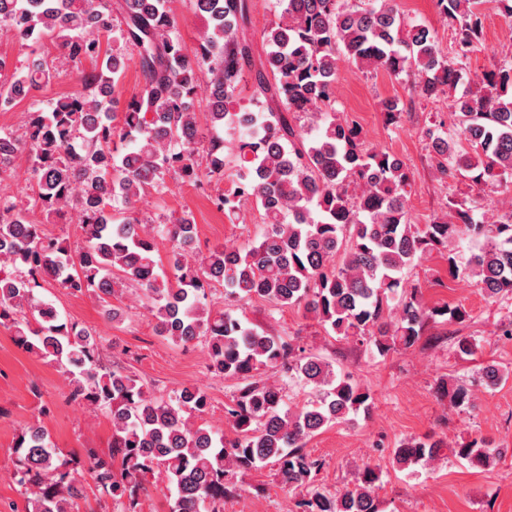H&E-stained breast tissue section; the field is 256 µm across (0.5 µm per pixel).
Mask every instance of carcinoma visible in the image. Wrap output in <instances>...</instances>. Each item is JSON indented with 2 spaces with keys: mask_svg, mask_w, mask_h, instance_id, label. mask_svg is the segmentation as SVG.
I'll use <instances>...</instances> for the list:
<instances>
[{
  "mask_svg": "<svg viewBox=\"0 0 512 512\" xmlns=\"http://www.w3.org/2000/svg\"><path fill=\"white\" fill-rule=\"evenodd\" d=\"M436 2L455 26L462 59L481 40L484 15L476 0ZM276 4L278 20L263 33L256 65L252 44L240 35L250 23L249 0H196L205 25L192 54L167 0H0L1 34L22 43L48 39L72 61L92 64L78 72L72 94L28 112L22 134L0 133V181L11 176L14 157L28 152L45 219L74 216L82 230L73 248L31 223L15 197L0 195V326L18 348L67 374L75 402L112 422L108 452L81 469L52 446L43 426L19 434L13 477L33 504L30 512H74L89 481L119 512H140L136 492L149 475L174 490L171 512H223L236 475L268 464L283 486L308 490L306 512H378L379 468L362 466L352 486L332 493L315 487L323 464L305 450L324 427L369 412L370 393L320 356L247 326L234 314L236 303L301 306L341 340L382 357L407 350L428 321L469 317L458 307L426 306L420 288L405 287L402 276L427 253L448 248L462 229L477 243L468 269L484 297L512 294V211L486 224L474 218L476 206L453 200L457 223H410L407 164L336 118L342 54L363 71L410 77L412 93L426 100L456 91L464 69L396 0ZM115 31L113 45H104ZM129 46L137 49L144 85L123 111L111 113L106 104L118 99ZM247 68L254 90L242 105L238 86ZM51 78L47 62L34 61L0 83V105ZM202 81L206 134L193 108ZM450 106L455 129L426 130L440 174L476 186L512 177V62L469 82ZM226 128L237 135L239 174L217 205L233 220L240 203L251 200L264 212L265 229L243 246L216 245L195 264L191 213L142 224L133 208L168 173L193 185L224 175ZM160 239L170 244L169 275L157 260ZM50 283L104 303L136 284L157 335L201 345L211 373L239 380L225 408L235 437L201 422L209 407L201 388L166 399L127 370L104 365L101 339L38 297ZM216 284L227 300L218 313L204 303ZM267 368L318 391L319 400L286 405L283 387L262 378ZM508 376L487 365L477 383L498 385ZM436 390L457 407L471 405L464 380L450 385L441 378ZM450 455L487 470L502 450L486 440L451 448L440 438L408 439L392 450L391 463L404 470Z\"/></svg>",
  "mask_w": 512,
  "mask_h": 512,
  "instance_id": "obj_1",
  "label": "carcinoma"
}]
</instances>
